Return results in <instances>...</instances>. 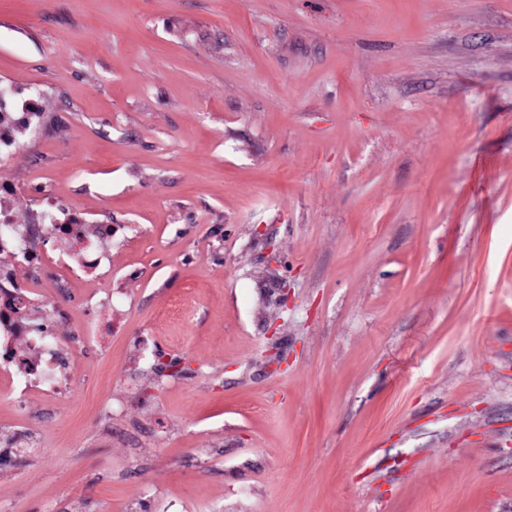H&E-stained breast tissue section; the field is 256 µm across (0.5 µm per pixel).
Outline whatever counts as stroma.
Segmentation results:
<instances>
[{
	"label": "stroma",
	"instance_id": "obj_1",
	"mask_svg": "<svg viewBox=\"0 0 512 512\" xmlns=\"http://www.w3.org/2000/svg\"><path fill=\"white\" fill-rule=\"evenodd\" d=\"M0 85L112 228L15 270L0 512H512V0H0ZM68 261L66 265L72 269L74 273H86L89 269L98 268L102 263L108 262V254L103 252H95L89 249L80 250L77 255L66 254ZM12 266L0 267V346L5 352L11 350L10 343L18 336H27L31 355L19 361L15 357H4L0 361V382L10 388L17 398L25 397L30 390L31 374H39L37 387L49 398H56L70 389V376L60 372L62 363L58 357L59 341L56 336L44 331L23 316L19 296L30 300V294L13 275ZM20 301V303H19Z\"/></svg>",
	"mask_w": 512,
	"mask_h": 512
}]
</instances>
